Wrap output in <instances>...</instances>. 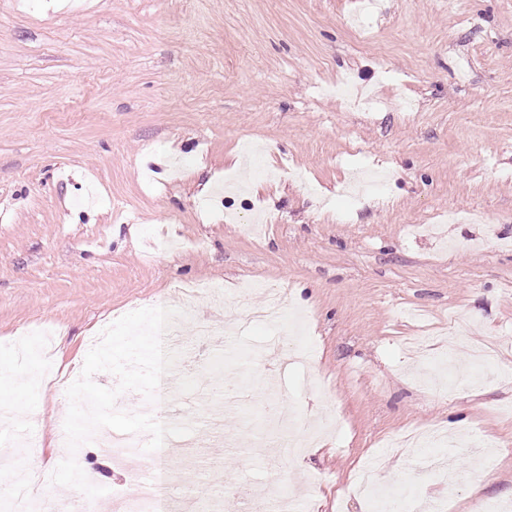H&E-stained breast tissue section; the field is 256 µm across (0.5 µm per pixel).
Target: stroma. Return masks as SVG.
I'll return each instance as SVG.
<instances>
[{"mask_svg": "<svg viewBox=\"0 0 512 512\" xmlns=\"http://www.w3.org/2000/svg\"><path fill=\"white\" fill-rule=\"evenodd\" d=\"M0 0V512L19 469L67 457L65 391L19 388L12 339L58 323L59 367L82 369L113 313L177 307L178 285H218L184 322L173 420L193 446L164 459L167 492L224 512L215 481L298 492L293 512H375L337 503L382 460L395 508L443 490L386 439L434 422L479 429L492 458L435 447L456 488L448 512L512 500V376L423 383L446 353L413 336L500 348L512 368V0ZM372 94L349 108L337 84ZM305 182L279 178L280 165ZM273 219L254 239L243 219ZM241 215L229 224L225 213ZM244 281L288 290L300 326L233 322ZM334 418L316 446L273 460L269 403ZM40 452L26 451L25 435ZM76 459L97 485L135 497L102 448ZM481 485L472 496V485Z\"/></svg>", "mask_w": 512, "mask_h": 512, "instance_id": "35a3bbf8", "label": "stroma"}]
</instances>
